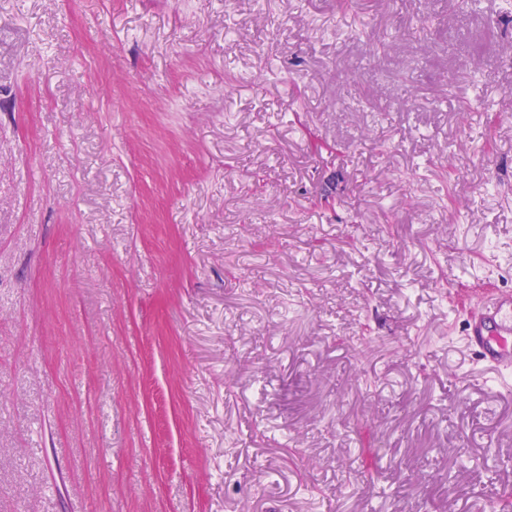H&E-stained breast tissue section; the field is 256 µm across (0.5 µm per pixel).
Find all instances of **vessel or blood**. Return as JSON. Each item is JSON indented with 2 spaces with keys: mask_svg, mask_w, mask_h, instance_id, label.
<instances>
[{
  "mask_svg": "<svg viewBox=\"0 0 512 512\" xmlns=\"http://www.w3.org/2000/svg\"><path fill=\"white\" fill-rule=\"evenodd\" d=\"M466 336L482 362L502 374L512 371V297L487 305Z\"/></svg>",
  "mask_w": 512,
  "mask_h": 512,
  "instance_id": "vessel-or-blood-1",
  "label": "vessel or blood"
}]
</instances>
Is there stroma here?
I'll return each instance as SVG.
<instances>
[{
    "mask_svg": "<svg viewBox=\"0 0 512 512\" xmlns=\"http://www.w3.org/2000/svg\"><path fill=\"white\" fill-rule=\"evenodd\" d=\"M504 6L0 0V512H491ZM467 340L486 365L501 374L512 369V297L487 305L466 329Z\"/></svg>",
    "mask_w": 512,
    "mask_h": 512,
    "instance_id": "obj_1",
    "label": "stroma"
}]
</instances>
